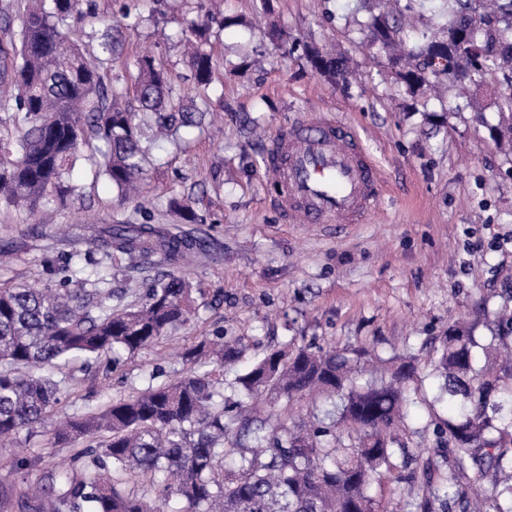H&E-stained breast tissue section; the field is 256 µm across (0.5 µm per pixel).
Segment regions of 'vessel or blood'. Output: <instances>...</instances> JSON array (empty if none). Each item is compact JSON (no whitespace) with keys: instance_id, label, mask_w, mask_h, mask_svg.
Segmentation results:
<instances>
[{"instance_id":"vessel-or-blood-1","label":"vessel or blood","mask_w":512,"mask_h":512,"mask_svg":"<svg viewBox=\"0 0 512 512\" xmlns=\"http://www.w3.org/2000/svg\"><path fill=\"white\" fill-rule=\"evenodd\" d=\"M268 160L279 174L277 203L292 223L354 224L383 193L360 138L332 118L295 121L272 138Z\"/></svg>"}]
</instances>
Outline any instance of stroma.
<instances>
[{"instance_id":"obj_1","label":"stroma","mask_w":512,"mask_h":512,"mask_svg":"<svg viewBox=\"0 0 512 512\" xmlns=\"http://www.w3.org/2000/svg\"><path fill=\"white\" fill-rule=\"evenodd\" d=\"M124 2L94 0L95 17H72L66 26L86 42L102 19L119 21V57L105 65V83L129 84L136 56L148 54L167 71L172 98L194 109L200 100L183 42L188 21L203 18L209 0H134L127 19ZM274 9L288 35L280 44L262 35L268 19L259 0H224L232 22L205 46L217 79L204 127L158 143L143 125L149 154L140 198L123 199L96 176L90 143L64 200L33 214L1 206L0 249L10 256L0 264V283L50 286L49 265L96 251L109 224H150L196 240L176 263L160 253L113 262L112 306L144 297L160 275L173 272L188 282L196 316L115 371L67 366L53 418L176 382L187 370L182 352L221 331L241 340L243 367L292 340L417 357L409 416L397 437L411 448L438 447L428 411L448 415L432 376L440 340L460 321L489 342L484 318L512 292V157L487 139L470 110L438 123V101L416 110L401 88L383 80L385 58L358 48L359 0H276ZM311 41L348 53L346 80L312 72L300 48ZM321 115L355 129L388 188L363 223L291 224L271 199L269 139L298 117ZM188 208L195 222L186 221ZM84 446L80 438L59 445L47 434L22 435L0 446V471L20 461L26 483H44Z\"/></svg>"}]
</instances>
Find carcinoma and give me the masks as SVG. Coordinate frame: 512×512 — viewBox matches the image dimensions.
<instances>
[{"mask_svg": "<svg viewBox=\"0 0 512 512\" xmlns=\"http://www.w3.org/2000/svg\"><path fill=\"white\" fill-rule=\"evenodd\" d=\"M366 0L371 12L364 46L389 61L391 81L412 96L459 85H506L496 101L499 120L485 121L475 99L474 112L489 138L512 146V0H441L447 20L437 32L415 39L398 16L414 11V2ZM81 0H29L12 51L0 47V108L13 110L19 135H0V204L34 207L51 195L63 196L82 144L98 142L97 174L127 196L144 178L146 150L140 115L170 136L194 123L169 95V78L152 56L136 60L133 101L108 88L99 68L115 52L117 39L103 24L95 62L70 42L63 25ZM207 15L189 22L205 44L212 24ZM314 73L346 79L349 58L313 43L303 44ZM189 65L198 86L212 84L210 54L192 48ZM105 259L164 253L175 261L196 248L191 240L165 234L149 224H115L101 240ZM53 286L43 289L0 285V440L21 432H44L59 403L60 381L54 370L81 358L88 366L107 359L116 365L158 342L194 315L190 288L175 273L158 278L141 304L114 309L106 267L88 268L68 258L55 266ZM98 297L92 303V297ZM497 332L487 344L476 341L473 327L454 325L441 338L434 360L440 395L448 418L435 424L446 447L437 455L447 463L442 482L416 512H432V500L452 510L465 508L463 480L473 472L488 484L495 512H512V484L500 475L512 471V378L498 367L497 350L512 335V311L502 309ZM205 344L187 349L189 362L177 382L149 385L101 410L75 415L52 429L57 443L82 437L80 463L48 475L49 488L27 489L19 512H169L177 496L178 512H401L372 496L374 482L399 469L409 449L395 447V429L406 418V384L417 367L378 358L387 375L363 378L360 360L366 348L327 351L312 343L268 352L247 370L237 369L240 350L216 336L212 360L221 372L206 369ZM234 378L224 381V371ZM307 395L332 403L329 423L282 415L272 403L288 405ZM342 423L353 434L345 443L336 434ZM151 474L153 496L126 489L127 477Z\"/></svg>", "mask_w": 512, "mask_h": 512, "instance_id": "obj_1", "label": "carcinoma"}]
</instances>
